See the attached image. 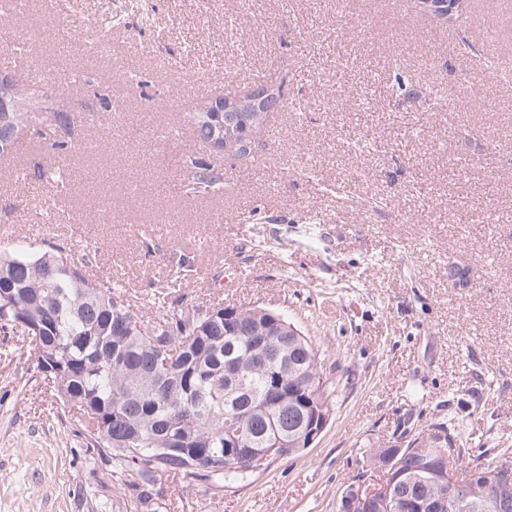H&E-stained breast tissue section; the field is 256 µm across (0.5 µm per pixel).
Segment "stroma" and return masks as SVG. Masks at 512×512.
I'll return each mask as SVG.
<instances>
[{
  "mask_svg": "<svg viewBox=\"0 0 512 512\" xmlns=\"http://www.w3.org/2000/svg\"><path fill=\"white\" fill-rule=\"evenodd\" d=\"M507 42L512 0L450 25L415 0H26L0 18V51L25 57L10 75L72 119L67 151L46 122L0 158V251L97 250L94 275L136 301L185 263V304L270 309L323 357L333 411L310 448L236 483L162 473L165 512H338L349 484L384 480L376 449L425 446L448 420L468 459L512 462ZM282 69L301 109L273 113L252 158L198 146L196 101ZM174 140L223 191L191 192ZM228 263L230 288L214 279ZM134 480L0 329V512H143Z\"/></svg>",
  "mask_w": 512,
  "mask_h": 512,
  "instance_id": "obj_1",
  "label": "stroma"
}]
</instances>
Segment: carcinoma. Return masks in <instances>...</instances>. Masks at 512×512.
<instances>
[{
  "label": "carcinoma",
  "mask_w": 512,
  "mask_h": 512,
  "mask_svg": "<svg viewBox=\"0 0 512 512\" xmlns=\"http://www.w3.org/2000/svg\"><path fill=\"white\" fill-rule=\"evenodd\" d=\"M290 73L274 82L253 84L269 91L257 129L269 114L295 106L288 94ZM39 90L17 87L9 111L0 112V156L16 152L25 135L40 133ZM197 138L211 144L205 128H220L224 114L190 112ZM188 179L196 192L224 188V172L191 161ZM97 251L81 255L47 240L34 251L0 253V328H16L28 340L39 370L48 372L55 400L73 413L90 446L136 476L141 505L156 512L152 488L162 472L186 482H233L246 476L224 459L227 430L235 426L253 448H272L273 440L297 439L302 400L332 410L323 380L322 358L303 333L290 330L282 315L261 307H212L213 315L191 326L183 311L147 319L120 284L96 281L89 268ZM183 276L167 281L153 304L179 295ZM264 330L260 348L253 337ZM168 358L170 368L156 371ZM441 446L403 451L402 480L413 482L420 499L433 495L425 470Z\"/></svg>",
  "instance_id": "carcinoma-1"
}]
</instances>
